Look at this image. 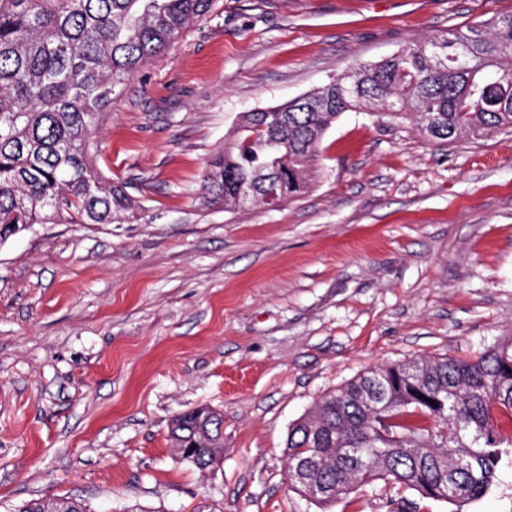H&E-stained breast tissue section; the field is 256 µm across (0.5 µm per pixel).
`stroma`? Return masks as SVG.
I'll list each match as a JSON object with an SVG mask.
<instances>
[{"mask_svg": "<svg viewBox=\"0 0 512 512\" xmlns=\"http://www.w3.org/2000/svg\"><path fill=\"white\" fill-rule=\"evenodd\" d=\"M512 11V0H217L127 83L91 136L140 203L0 245V512H390L377 481L323 507L289 489L292 423L362 371L512 340V133L430 140L347 112L309 188L207 207L205 162L243 112L357 62ZM224 416L202 471L173 416ZM17 512H90L85 503L68 496H49L24 504Z\"/></svg>", "mask_w": 512, "mask_h": 512, "instance_id": "35a3bbf8", "label": "stroma"}]
</instances>
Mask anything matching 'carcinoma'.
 <instances>
[{"label":"carcinoma","instance_id":"carcinoma-1","mask_svg":"<svg viewBox=\"0 0 512 512\" xmlns=\"http://www.w3.org/2000/svg\"><path fill=\"white\" fill-rule=\"evenodd\" d=\"M216 0H0V244L26 224L68 214L110 224L138 209L107 184L90 152L93 125L131 77L161 55ZM411 116L437 142L512 128V12L408 44L360 63L317 90L245 112L229 146L206 162V206H278L308 185L326 132L346 112ZM221 414L176 415L169 438L206 470L224 455ZM286 462L317 453L313 483L336 487L327 505L376 480L457 506L512 472V342L473 357L371 368L329 392L292 424ZM17 512H90L49 496Z\"/></svg>","mask_w":512,"mask_h":512}]
</instances>
